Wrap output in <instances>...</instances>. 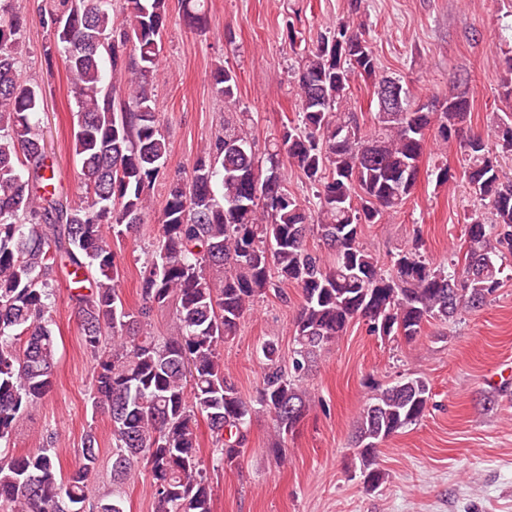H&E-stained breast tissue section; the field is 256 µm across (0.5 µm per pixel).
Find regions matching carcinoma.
I'll return each instance as SVG.
<instances>
[{
  "label": "carcinoma",
  "mask_w": 512,
  "mask_h": 512,
  "mask_svg": "<svg viewBox=\"0 0 512 512\" xmlns=\"http://www.w3.org/2000/svg\"><path fill=\"white\" fill-rule=\"evenodd\" d=\"M47 59H61L74 99L79 201L56 197L37 124L41 87L20 72L27 19L0 0V512H123L119 491L91 497L99 442L88 431L75 469L63 477L52 448L16 456L10 441L29 407L52 389L57 345L52 282L69 269L85 347L94 358L90 399L112 422V481L147 469L155 512H213V488L200 457L206 422L219 465L238 464L253 415L274 422L270 452L287 458L285 440L309 408L303 378L348 328L363 322L382 339L409 343L424 324L446 323L484 306L501 286L497 258L512 255V112H493L487 130L465 132L470 102L450 96L422 103L400 80L381 74L364 22L339 20L299 53L294 68L299 111L263 152L236 111V74L210 73L224 100V126L191 168L169 184L158 237L140 279L139 308L125 307L112 238L144 223L150 192L166 167L168 139L154 80L169 21V0H46ZM184 21L199 28L203 0H181ZM362 79L372 97L400 89L394 109L377 108L373 126L352 108ZM459 143L462 177L477 205L468 215L461 261L441 266L421 239L388 267L360 243L414 194L429 142ZM315 188L303 203L286 186L283 160ZM443 187L456 179L446 163L427 170ZM316 233L322 252L307 244ZM300 289L294 348L282 367L278 342L262 341V385L244 399L221 346L241 319L275 288ZM171 307L168 335L151 313ZM431 387L408 377L378 389L359 414L354 458L366 487L385 482L380 444L419 422Z\"/></svg>",
  "instance_id": "cac0c4a2"
}]
</instances>
